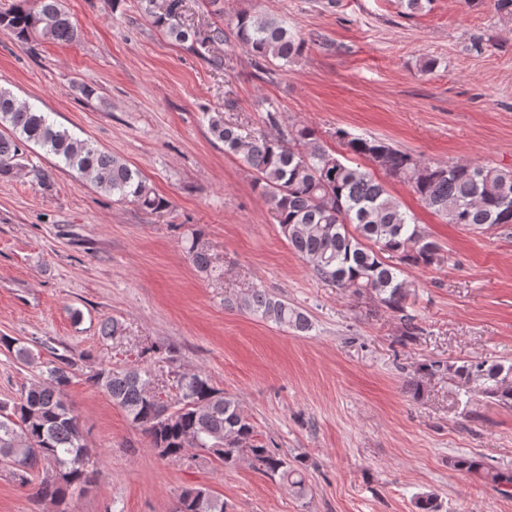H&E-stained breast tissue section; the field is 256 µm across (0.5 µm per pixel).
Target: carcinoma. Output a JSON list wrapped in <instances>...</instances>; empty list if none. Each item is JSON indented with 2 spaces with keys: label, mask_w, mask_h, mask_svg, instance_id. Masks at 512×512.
<instances>
[{
  "label": "carcinoma",
  "mask_w": 512,
  "mask_h": 512,
  "mask_svg": "<svg viewBox=\"0 0 512 512\" xmlns=\"http://www.w3.org/2000/svg\"><path fill=\"white\" fill-rule=\"evenodd\" d=\"M182 2L166 0L162 12L155 11V0H141V5L156 26L179 41L192 38L202 47L224 42L222 27L215 26L200 38L172 23ZM0 27L22 43L38 38L70 45L78 39V27L61 9L60 0H19L0 12ZM234 29L238 42L263 62H286L308 43L285 21L270 15H238ZM208 127L225 152L240 157L253 170L255 186L294 253L336 287L372 297L397 317L401 340H414L421 327L410 312L404 267L441 261L438 245L415 216L368 171L329 152L310 125L293 126L277 136L265 129L244 136L216 112L209 116ZM336 138L352 154L408 183L446 222L512 234V171L470 162L434 163L381 139L353 136L343 129L336 130ZM31 144L54 156L59 168L78 171L120 201L150 211L166 206L138 170L78 139L55 124L49 113L0 88V175L11 174L19 166L23 148ZM188 255L199 271L211 270L210 256L195 237ZM391 258L397 263L389 262ZM244 307L278 326L298 331L310 327L302 312L261 288L248 294ZM0 343L18 362L40 371L39 380L24 386L17 401L0 405V466L9 469L33 498L68 512L62 505L84 494L94 474L78 417L67 400L76 362L47 341L1 337ZM416 372H447L468 390L512 408V362L431 361L418 365ZM88 380L124 410L161 459L196 467L215 460L226 466L246 459L258 472L279 478L295 498H307V469L289 464L276 449L259 441L239 402L215 387L204 372L177 373L171 394L151 386L147 367L101 368ZM39 466L46 476L35 484L31 475ZM454 467L484 475L499 494L512 497L511 475L494 472L473 457L457 459ZM174 512H224V500L205 487H193L181 492Z\"/></svg>",
  "instance_id": "carcinoma-1"
}]
</instances>
